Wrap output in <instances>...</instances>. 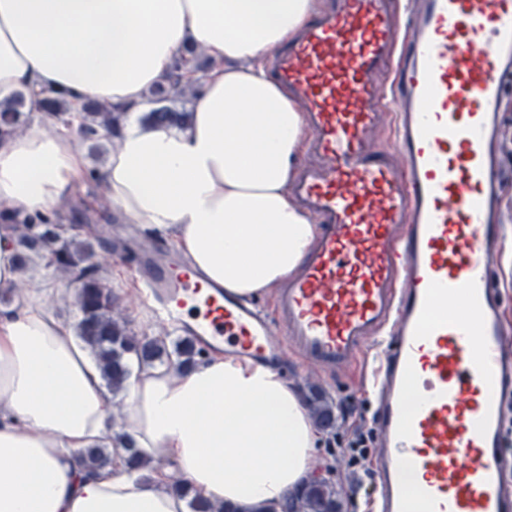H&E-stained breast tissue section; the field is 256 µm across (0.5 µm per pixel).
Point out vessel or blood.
<instances>
[{"mask_svg":"<svg viewBox=\"0 0 512 512\" xmlns=\"http://www.w3.org/2000/svg\"><path fill=\"white\" fill-rule=\"evenodd\" d=\"M400 40L407 57L385 102L380 77ZM273 75L314 131V161L288 191L321 226L277 315L330 369L385 333L377 512H512L500 463L512 356L490 279L512 0H416L403 35L390 0H336L277 54ZM389 123L397 162L369 145ZM183 266L142 249V284L184 335L244 360L279 354L265 313Z\"/></svg>","mask_w":512,"mask_h":512,"instance_id":"b4317fda","label":"vessel or blood"}]
</instances>
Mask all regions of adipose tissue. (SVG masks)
<instances>
[{
    "label": "adipose tissue",
    "mask_w": 512,
    "mask_h": 512,
    "mask_svg": "<svg viewBox=\"0 0 512 512\" xmlns=\"http://www.w3.org/2000/svg\"><path fill=\"white\" fill-rule=\"evenodd\" d=\"M317 0H0V105L18 94L124 113L101 186L124 223L165 237L200 280L242 300L273 292L319 227L288 194L303 119L268 62ZM202 93L184 127L140 118L146 91L191 45ZM82 152L40 115L0 135V512H187L173 488L234 512H283L313 477L320 439L279 365L213 352L187 371L136 369L121 424L154 467L127 464L101 370L50 298L48 269L21 267L14 219L47 217L74 194ZM83 448L112 463L88 469Z\"/></svg>",
    "instance_id": "ef3b65f1"
}]
</instances>
